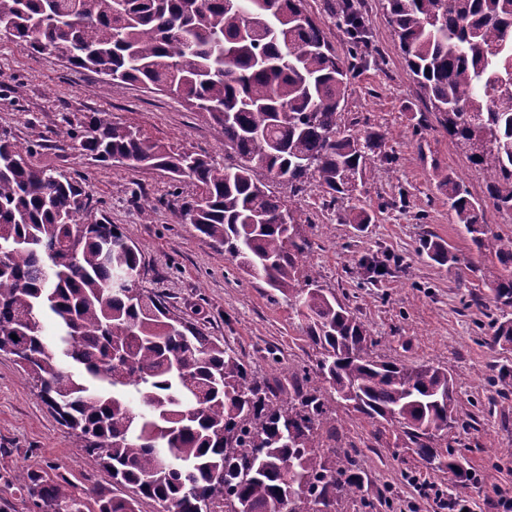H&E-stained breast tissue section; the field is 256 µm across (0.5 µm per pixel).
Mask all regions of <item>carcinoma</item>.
<instances>
[{
  "mask_svg": "<svg viewBox=\"0 0 512 512\" xmlns=\"http://www.w3.org/2000/svg\"><path fill=\"white\" fill-rule=\"evenodd\" d=\"M406 66L437 124L486 175L492 205L512 214V0H386ZM20 46L109 88L138 83L208 114L232 161L174 152L140 130L90 112L63 146L100 163L133 161L188 178L198 193L184 220L288 301L312 367L288 384L257 375L204 328L171 315L140 288L144 263L115 224H81L86 192L70 175L32 164L0 133V352L33 355L37 396L112 477L113 490L76 491L62 477L15 476L36 512H339L364 483L360 453L342 449L340 406L398 425L431 468L460 474L438 445L455 428L454 377L433 364L379 357L366 324L304 268L311 225L274 195L315 184L350 196L385 145L373 128H341L350 74L368 63V19L336 3L351 44L341 56L304 0H0ZM439 188L455 223L497 263L480 269L439 241V263L481 272L500 311L491 344H512V235L492 232L466 184ZM373 282L387 264L362 259ZM50 320L66 347L43 338ZM16 335L14 341L11 335Z\"/></svg>",
  "mask_w": 512,
  "mask_h": 512,
  "instance_id": "carcinoma-1",
  "label": "carcinoma"
}]
</instances>
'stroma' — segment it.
Here are the masks:
<instances>
[{
    "label": "stroma",
    "mask_w": 512,
    "mask_h": 512,
    "mask_svg": "<svg viewBox=\"0 0 512 512\" xmlns=\"http://www.w3.org/2000/svg\"><path fill=\"white\" fill-rule=\"evenodd\" d=\"M360 4L370 21L369 61L350 80L341 123L385 132V157L349 198L333 202L315 187L294 197L284 182L272 189L308 219L314 245L307 269L361 317L380 341L378 355L407 364L431 362L456 379L465 478L429 469L402 428L379 429L340 408L344 440L361 451L362 502H370L372 512H439L432 495L439 489L467 497L473 512H499V498L512 496V393L500 395L491 377L501 367L512 368V351L486 345L478 329L498 314L489 285L479 274L432 261L421 244L430 236L474 265L492 262L455 224L437 186L440 172L465 181L494 232L512 235V215L493 207L483 174L464 150L436 121H424L425 99L388 23L385 0ZM103 111L172 150L224 157V142L206 113L137 84L105 91L102 75L73 70L23 50L14 37L0 36V131L33 147L34 164L82 182L87 205L81 223L105 218L124 228L142 254V288L164 297L173 313L204 326L259 375L284 378L311 366L315 353L287 302L182 222L181 206L197 192L191 180L173 183L157 170L127 162L105 165L80 150L55 147L60 127L79 126L88 113ZM361 209L370 223H349L350 213ZM372 256L392 270L374 283L359 266ZM24 468L66 477L82 488L112 487L109 474L36 397L13 357L0 355V512H34L14 485ZM411 474L416 482H408Z\"/></svg>",
    "instance_id": "obj_1"
}]
</instances>
